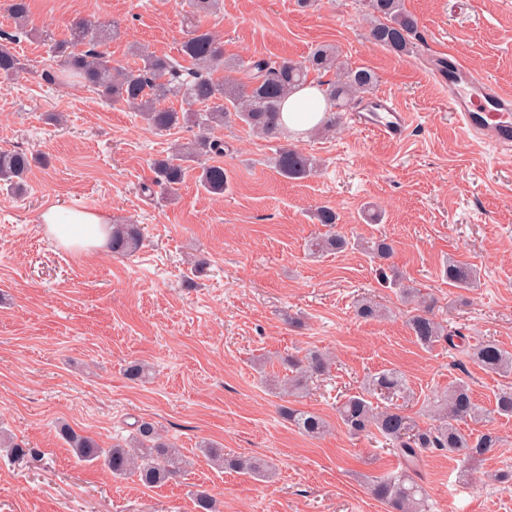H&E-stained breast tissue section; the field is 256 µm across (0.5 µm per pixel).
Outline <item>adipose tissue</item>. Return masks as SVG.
I'll return each instance as SVG.
<instances>
[{
	"mask_svg": "<svg viewBox=\"0 0 512 512\" xmlns=\"http://www.w3.org/2000/svg\"><path fill=\"white\" fill-rule=\"evenodd\" d=\"M325 107L320 89L307 85L287 98L283 121L290 130L305 132L322 120ZM41 221L45 234L57 246L71 251L92 252L104 247L112 236L111 224L95 211L72 210L64 214L53 205L43 211Z\"/></svg>",
	"mask_w": 512,
	"mask_h": 512,
	"instance_id": "obj_1",
	"label": "adipose tissue"
}]
</instances>
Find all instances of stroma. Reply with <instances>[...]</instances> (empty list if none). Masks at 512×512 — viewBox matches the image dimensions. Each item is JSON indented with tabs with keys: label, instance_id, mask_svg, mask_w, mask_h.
<instances>
[{
	"label": "stroma",
	"instance_id": "stroma-1",
	"mask_svg": "<svg viewBox=\"0 0 512 512\" xmlns=\"http://www.w3.org/2000/svg\"><path fill=\"white\" fill-rule=\"evenodd\" d=\"M405 6L420 37L398 54L369 40L359 0H221L201 24L222 38L234 78L245 79L252 60H302L331 44L350 66L374 71L376 92L413 123L392 141L347 113L328 131L293 137L319 162L301 180L277 173L276 142L240 123L221 128L213 136L225 144L228 191L207 193L190 161L173 200L152 185L150 165L194 129L159 133L81 84H47L40 35L69 39L71 21L88 18L116 24L103 45L115 64L134 66L136 46L175 57L185 0H31L22 33L0 8V33L12 35L9 47L26 65L0 87V148L47 159L33 165L23 192L0 189V432L38 454L29 462L0 451V512H195L199 490L218 512H386L369 480L401 461L380 436H351L336 412L383 369L405 380L403 409L422 428L434 422V396L466 380L490 413L480 431L499 438L466 481L447 455L422 459L433 512H512V417L494 412L512 375L418 344L406 324L411 307L392 284L416 288L470 343L492 338L512 351V155L459 128L431 71L450 53L512 91V0ZM51 205L140 225L144 245L131 255L64 250L42 228ZM320 206L335 212L346 238H388L392 257L310 253L309 240L326 232L312 218ZM197 259L206 262L198 273ZM450 260L474 265L478 287L448 284ZM365 297L385 316L359 317ZM309 349L326 353L329 368L285 401L267 379L286 377L282 357ZM133 362L147 366L145 379L126 375ZM287 402L320 414L328 431L299 433L278 413ZM140 420L189 459L176 480L147 488L115 479L77 461L57 433L66 423L107 447ZM205 442L276 475L218 469L200 450Z\"/></svg>",
	"mask_w": 512,
	"mask_h": 512
}]
</instances>
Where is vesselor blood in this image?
Listing matches in <instances>:
<instances>
[{
	"mask_svg": "<svg viewBox=\"0 0 512 512\" xmlns=\"http://www.w3.org/2000/svg\"><path fill=\"white\" fill-rule=\"evenodd\" d=\"M449 69H437L436 77L448 90V106L463 131L475 133L500 150H512V94L472 72L456 57ZM360 128L398 141L405 137L410 115L391 98L378 95L360 102L353 114Z\"/></svg>",
	"mask_w": 512,
	"mask_h": 512,
	"instance_id": "1",
	"label": "vessel or blood"
}]
</instances>
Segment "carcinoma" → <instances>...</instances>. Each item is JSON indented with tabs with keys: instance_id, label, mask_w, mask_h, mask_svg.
Instances as JSON below:
<instances>
[{
	"instance_id": "carcinoma-1",
	"label": "carcinoma",
	"mask_w": 512,
	"mask_h": 512,
	"mask_svg": "<svg viewBox=\"0 0 512 512\" xmlns=\"http://www.w3.org/2000/svg\"><path fill=\"white\" fill-rule=\"evenodd\" d=\"M366 9L369 37L390 50L406 54L413 47L418 34V19L405 8L404 0H363ZM190 7L187 33L180 52L191 62L182 70L177 61L166 56L146 54L142 63L132 69L117 67L97 44L106 39L105 30L85 19L70 24L69 41L54 42L50 46L52 57L58 59V68L43 71L48 82H62L61 75L78 78L82 84L102 96L126 104L140 112L146 124L159 132L176 127H196L199 134L179 149L178 157L160 159L153 163V184L172 195L185 177L184 161L204 156L224 155V143L213 139L209 133L219 127L239 121L256 134L279 140L285 126L282 105L295 90L307 84L310 71L333 74L324 83L323 96L329 106L318 133L336 126L337 113L345 112L351 104L371 93L375 74L363 67H349L340 58L339 50L332 45L317 47L304 62L290 59H259L247 65L245 82L226 80L215 76L224 68V44L211 31L194 22L198 13L218 9L219 0H188ZM8 11L16 22L27 20L30 0H7ZM23 66L20 59L6 46L0 45V79L11 80ZM181 97L199 109L177 111L161 106V102ZM33 158L17 150L0 149V185L20 190L31 169ZM274 165L278 173L289 180L303 179L317 167L316 160L292 145L277 147ZM203 188L215 196H222L228 188L224 167L203 165L200 174ZM142 242L141 229L136 224L112 226V250L133 252ZM347 246L344 236L330 233L311 243L313 251L335 252ZM448 282L459 288H470L477 283V270L466 263L448 262L445 268ZM408 327L416 341L431 348L440 342L448 348H465L467 357L484 370L509 374L512 372V352L501 348L492 340L473 346H464L465 336L437 320L431 307L417 301ZM285 364L293 376L286 382V393L304 387L312 375L325 372L328 363L317 350H308L302 356L290 355ZM400 375L393 370H382L371 377L368 392L350 395L338 406L339 418L354 435L377 432L403 461L404 468L384 479L373 480L370 491L374 497L389 507L388 512H430L428 496L418 482L419 463L430 453H446L461 464L460 476L497 443L491 432L475 434L466 432L460 424L483 422L485 413L474 401L469 384L463 380L448 387L447 394L433 401L435 424L417 427L393 399L405 392ZM379 394L386 404L372 402ZM499 415L512 417V387L502 389L496 396ZM281 414L302 433L317 436L324 432L327 423L319 414L307 410L284 407ZM60 435L68 443L79 461L100 465L112 476L122 479L135 475L149 487L165 484L183 471L187 465L179 449L164 441L153 423L141 420L136 423L135 434L128 440L116 442L109 448L101 447L90 436L77 433L71 427H60ZM0 444L13 458L35 457L37 452L13 442L8 436ZM204 453L218 467L245 472L255 477L268 478L270 468L253 458L230 456L224 449L211 444L203 447ZM195 512H215L216 502L207 491H198L194 497Z\"/></svg>"
}]
</instances>
